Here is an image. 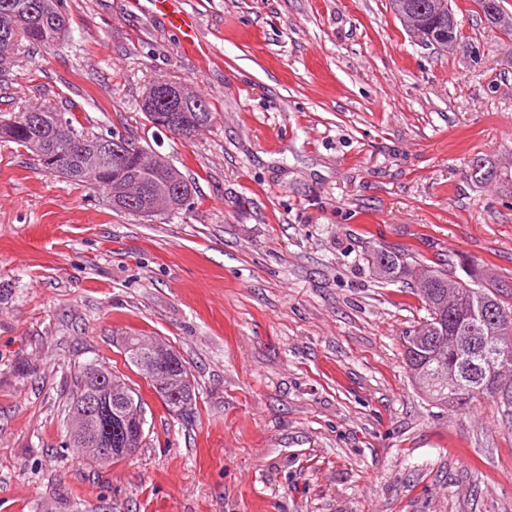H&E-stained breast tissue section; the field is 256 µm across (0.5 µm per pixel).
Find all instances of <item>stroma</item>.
<instances>
[{"instance_id": "stroma-1", "label": "stroma", "mask_w": 512, "mask_h": 512, "mask_svg": "<svg viewBox=\"0 0 512 512\" xmlns=\"http://www.w3.org/2000/svg\"><path fill=\"white\" fill-rule=\"evenodd\" d=\"M207 52L151 0H63L70 34L21 43L0 115L70 110L165 156L183 210L113 212L102 191L0 141V512H512V408L429 402L403 336L426 311L365 260L382 243L512 279V49L474 0L463 48L414 42L390 0H179ZM209 104L190 138L142 102ZM483 157L498 169L471 179ZM186 362L169 415L127 337ZM132 377L145 439L99 465L69 444L79 367ZM185 88L170 82H157L150 87L144 100V112L153 127L160 128L162 125L157 119L168 123L176 120L186 124L190 132H196L211 123L213 112L206 100L191 92L185 94ZM161 128L175 136L189 135V129L181 125L166 124ZM175 355H176L177 367H176L175 371L172 372L173 373L172 378L179 379L184 382L183 389H182L181 393H182V395L185 396V398L187 400H189L190 408L185 413H180V412H178V408L176 407L175 403H173L172 401H170L169 399H167L165 397H160V398L164 405V408L168 411V413H172L176 416L184 417V416L191 415L193 410L196 409V392H195V387L190 380L189 373H188L187 367L185 365V362L179 357V355L177 353H175ZM186 379H188V381H189L188 383L185 382Z\"/></svg>"}]
</instances>
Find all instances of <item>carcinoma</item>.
<instances>
[{"label": "carcinoma", "mask_w": 512, "mask_h": 512, "mask_svg": "<svg viewBox=\"0 0 512 512\" xmlns=\"http://www.w3.org/2000/svg\"><path fill=\"white\" fill-rule=\"evenodd\" d=\"M61 0H0V71L10 63L18 41L50 46L68 32ZM400 20L417 22V31L431 37L434 47L446 51L448 42H461L458 26L448 28V0H391ZM486 22L506 37L512 36V15L497 7ZM185 86L170 82L152 85L144 100V112L154 127L160 122L179 121L193 132L208 126L213 112L205 99L184 92ZM112 138V133L90 135L73 112L29 109L0 120V139H6L39 158L51 173L75 183H87L106 191L112 209L125 214L154 199L168 202L166 211L183 209L191 197L192 184L169 162L155 163L132 138L127 140L123 165L104 162L93 144ZM367 263L383 281L415 277L416 294L426 310L414 329L404 336L407 365L416 387L433 403L469 407L484 396L498 397L512 406V285L489 276L478 267H462L466 278L441 265L422 263L412 267V254L378 244L368 250ZM146 352L140 339L130 336L126 361L146 376ZM172 378L183 381L182 395L189 400V416L196 409V392L188 382L185 362L176 358ZM109 394L128 393L140 400L124 375L106 371ZM94 389L77 378V392L68 409V420L80 419L89 430L94 421L84 405V397Z\"/></svg>", "instance_id": "cac0c4a2"}]
</instances>
